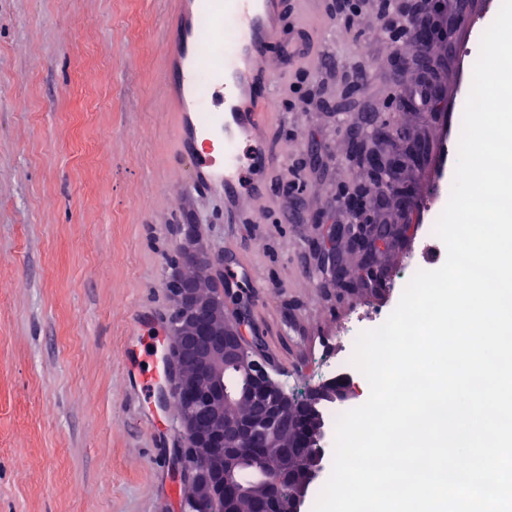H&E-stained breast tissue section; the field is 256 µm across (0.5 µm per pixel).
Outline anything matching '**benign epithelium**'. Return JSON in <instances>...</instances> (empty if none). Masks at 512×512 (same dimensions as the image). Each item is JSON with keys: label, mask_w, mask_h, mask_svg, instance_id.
<instances>
[{"label": "benign epithelium", "mask_w": 512, "mask_h": 512, "mask_svg": "<svg viewBox=\"0 0 512 512\" xmlns=\"http://www.w3.org/2000/svg\"><path fill=\"white\" fill-rule=\"evenodd\" d=\"M404 17L414 22L416 52L395 60L398 66L420 71L433 62L429 46L438 24L409 5ZM406 139V130L380 126L352 138L378 187L379 196L401 205L408 197L400 185L401 163L390 153L365 141ZM364 200L353 196L345 211L351 223L330 224L319 249V271L331 280L354 286L360 274L378 284L377 245L382 238L404 236L410 225L360 224ZM174 259L167 280L174 301L166 335L169 336V365L177 377L171 396L177 409L176 423L181 439L176 449L181 464L183 497L180 512H232L250 491L240 478V456L259 454L276 447L277 465L267 472L264 486L271 493L284 491L281 512H304L310 489L331 467L329 448L332 418L359 396L360 387L350 377L324 380L299 395L288 394L276 382L255 346L243 336L242 322L231 323L224 314L229 290L206 283L200 269L221 270L224 255L213 252L197 225L181 224ZM344 242L357 250L362 265H347ZM232 371L242 380L233 395L224 391V376Z\"/></svg>", "instance_id": "benign-epithelium-1"}]
</instances>
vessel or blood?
<instances>
[{
  "label": "vessel or blood",
  "instance_id": "1",
  "mask_svg": "<svg viewBox=\"0 0 512 512\" xmlns=\"http://www.w3.org/2000/svg\"><path fill=\"white\" fill-rule=\"evenodd\" d=\"M287 0H175L167 17L171 152L187 162L185 190L241 202L265 195L267 174L283 163L269 139L279 89L270 47ZM225 39L205 41L203 21Z\"/></svg>",
  "mask_w": 512,
  "mask_h": 512
}]
</instances>
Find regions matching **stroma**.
<instances>
[{"instance_id": "obj_1", "label": "stroma", "mask_w": 512, "mask_h": 512, "mask_svg": "<svg viewBox=\"0 0 512 512\" xmlns=\"http://www.w3.org/2000/svg\"><path fill=\"white\" fill-rule=\"evenodd\" d=\"M380 2L363 0L347 35L336 0L289 5L282 39L310 50L278 79L288 99L308 72L310 105L276 109L269 133L285 166L262 198L231 212L186 198L189 169L169 152L172 0H0V512H179L175 408L160 388L140 390L172 312L178 225H198L223 250L210 279L230 285L226 314L289 390L322 379L321 355L352 310L395 309L400 289L349 288L315 265L337 198L359 190L375 204L349 128L367 110L373 125L418 131L427 154L405 189L415 200L436 183L451 192L455 169L439 144L461 135L462 73L480 49L465 22L454 43L435 39L444 105L399 111L415 81L391 66L409 47L380 26ZM399 221L414 227V209ZM420 238L414 227L382 251L385 278L406 274ZM243 264L252 277L233 282Z\"/></svg>"}]
</instances>
